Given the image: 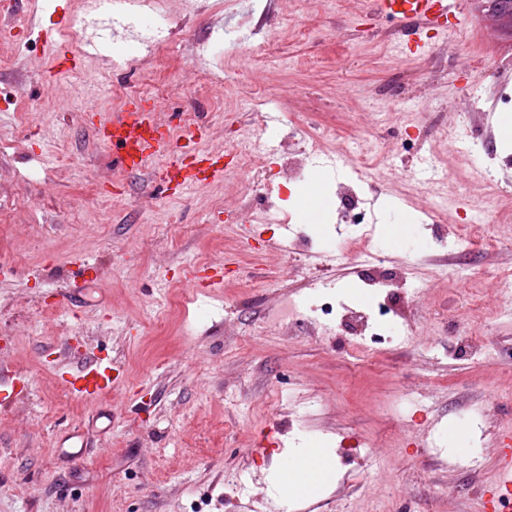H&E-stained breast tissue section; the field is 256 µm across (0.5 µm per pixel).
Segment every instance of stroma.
<instances>
[{
	"mask_svg": "<svg viewBox=\"0 0 512 512\" xmlns=\"http://www.w3.org/2000/svg\"><path fill=\"white\" fill-rule=\"evenodd\" d=\"M41 2L19 0L13 32L0 35V54L20 60L0 73V371L24 384L0 401V512H269L278 497L266 480L274 456L255 450L272 431L333 455V480L290 512H400L407 500L415 512H483L498 483V448L512 436V365L450 355L448 323L461 318L490 346L512 344V310L495 302L498 271H512V223L497 225L491 251L450 252L437 242L476 204L512 201V143L497 141L491 164L480 149L499 125L497 89L512 87V25L491 24L483 0H465V26L431 38L374 17L367 0H236L218 32L208 14L166 0L182 61L147 58L134 42L112 67L64 60L47 86L56 44L79 45L97 29L86 0H59L52 15ZM251 11L265 22L240 27ZM269 41L309 70L264 72L252 48ZM423 42L430 48L421 55ZM200 69L212 83L197 82ZM251 75L262 86L261 111L225 110ZM131 96L156 104L174 130L194 114L200 149L231 174L166 196L122 169L83 114L108 118ZM456 96L486 113L484 128L442 112ZM270 111L279 115L273 129L263 124ZM325 121L367 156L365 179L378 186L371 224L337 223L331 207L309 229L294 183L277 175L289 124L311 132ZM452 127L458 139H449ZM245 131L268 151L270 174L248 203L233 155ZM443 195L455 204L437 229L432 211ZM387 198L401 201L399 224L418 245L413 257L385 252L417 297L408 331L369 366L357 362L363 339L349 324L291 336L268 325L276 297L300 303L328 292L350 306L370 302L356 262L383 240ZM270 209L299 231L279 254L267 248L280 232L264 219ZM77 258L93 278L83 302L63 311L55 294ZM224 263L222 287L195 294L186 270ZM459 263L478 267L468 283L444 275ZM466 292L486 298L482 318L465 319ZM85 354L123 373L96 401L74 395L59 375ZM410 384L415 402L393 415ZM480 404L495 420L472 428L466 443L484 453L449 467L444 430L461 407ZM103 408L112 413L104 435L92 426ZM71 425L88 441L78 462L56 448Z\"/></svg>",
	"mask_w": 512,
	"mask_h": 512,
	"instance_id": "1",
	"label": "stroma"
}]
</instances>
